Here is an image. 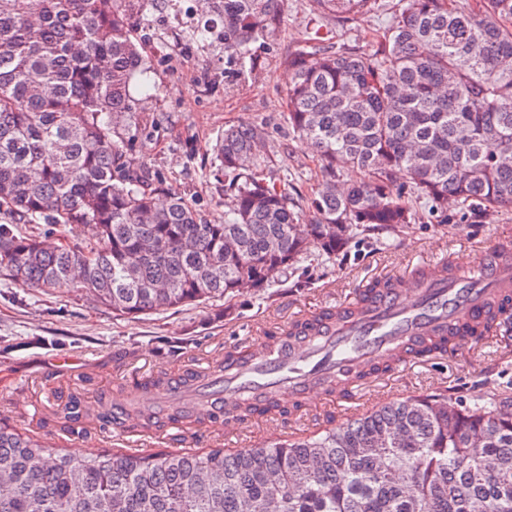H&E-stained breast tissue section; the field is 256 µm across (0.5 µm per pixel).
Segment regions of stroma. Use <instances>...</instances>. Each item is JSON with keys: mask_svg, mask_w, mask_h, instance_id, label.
I'll use <instances>...</instances> for the list:
<instances>
[{"mask_svg": "<svg viewBox=\"0 0 512 512\" xmlns=\"http://www.w3.org/2000/svg\"><path fill=\"white\" fill-rule=\"evenodd\" d=\"M397 3L377 0L373 11L339 23L315 17L310 0H288L280 36L256 50L259 68L229 87L224 83L220 31H213L207 42L190 41L182 22L191 13L189 0H155L138 30L150 73L146 85L131 88L135 113L124 137L129 155L161 176L206 219L220 221L228 198L217 170L216 139L226 124L257 121L271 136L276 176L294 184L302 201L299 217L309 221L313 211L308 199L317 185L309 177L312 152L288 132L282 99L290 75L282 61L313 31L336 48L374 52L379 31ZM146 121L153 124L148 135L140 131ZM503 243L512 245V208L452 206L447 222L425 214L391 235L361 234L334 258H304L306 287H296L294 278L280 275L259 296L170 309L140 319L114 315L77 289L46 293L19 286L0 272V418L21 428L38 427L43 438L67 445L72 453L96 455L106 438L97 424L87 423L84 432L72 434L49 416L38 426L21 414V406L30 398L48 396L56 403L78 400L85 413L99 414L138 380L161 371L187 373L201 360L220 363L228 348L242 350L279 335L296 315H315L351 302L363 286L382 276L408 275L441 260L469 266L485 248ZM56 356L81 358L96 371L69 386L47 374L29 384L30 375ZM432 391L446 395L454 406L489 393L512 395V327L456 354L398 364L365 385L363 400L352 410L313 392L303 415L280 418L279 424L289 439L323 427L327 419L340 425L353 415ZM223 440V431L206 424L159 433L145 446L210 448Z\"/></svg>", "mask_w": 512, "mask_h": 512, "instance_id": "stroma-1", "label": "stroma"}]
</instances>
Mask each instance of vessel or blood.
<instances>
[{"mask_svg": "<svg viewBox=\"0 0 512 512\" xmlns=\"http://www.w3.org/2000/svg\"><path fill=\"white\" fill-rule=\"evenodd\" d=\"M512 303V248L492 246L476 265L454 269L437 263L405 277L389 275L356 304L313 316H297L277 340L263 341L246 355H225L216 367L171 380L163 388L113 402L116 428L126 431L133 405L163 414L175 405L224 420V436L237 434L229 403L269 394L304 403L322 390L336 401L357 404L359 376L371 362L410 359L415 348L449 337L456 352L484 341V322L495 307Z\"/></svg>", "mask_w": 512, "mask_h": 512, "instance_id": "vessel-or-blood-1", "label": "vessel or blood"}]
</instances>
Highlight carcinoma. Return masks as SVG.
<instances>
[{"label":"carcinoma","instance_id":"cac0c4a2","mask_svg":"<svg viewBox=\"0 0 512 512\" xmlns=\"http://www.w3.org/2000/svg\"><path fill=\"white\" fill-rule=\"evenodd\" d=\"M401 0L373 54L314 33L284 64L288 133L306 140L318 181L314 222L261 151L267 129L224 127L216 157L234 195L212 224L116 140L148 67L136 30L147 0H0V214L89 224L85 244L0 224V271L24 287L76 288L117 316L266 290L308 251L328 259L369 230L426 211L512 206V0ZM286 0L224 7V78L256 68L252 46L281 32ZM347 18L375 0H312ZM367 172L340 184V167ZM276 396L231 415H282ZM143 429L161 425L135 410ZM210 416L170 408L174 425ZM512 512V396L451 406L407 397L253 448H104L80 457L0 421V512Z\"/></svg>","mask_w":512,"mask_h":512}]
</instances>
